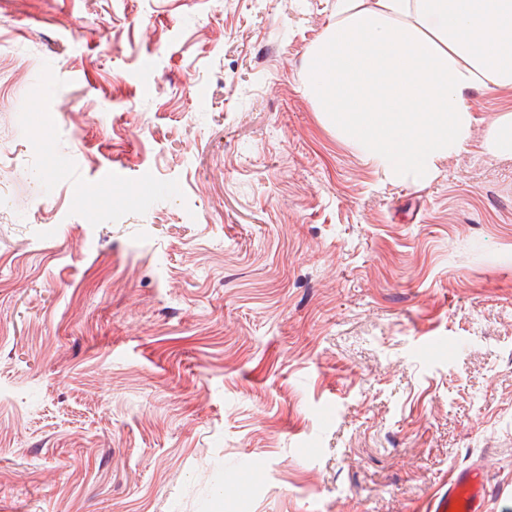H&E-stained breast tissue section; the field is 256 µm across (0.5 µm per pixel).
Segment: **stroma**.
I'll return each mask as SVG.
<instances>
[{"label": "stroma", "instance_id": "1", "mask_svg": "<svg viewBox=\"0 0 512 512\" xmlns=\"http://www.w3.org/2000/svg\"><path fill=\"white\" fill-rule=\"evenodd\" d=\"M335 0H0V512H512L501 94L388 180L301 92ZM483 146L493 157H512V106L503 108L489 121ZM487 479L479 468L453 471L426 500L423 512H486Z\"/></svg>", "mask_w": 512, "mask_h": 512}]
</instances>
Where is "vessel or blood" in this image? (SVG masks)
Listing matches in <instances>:
<instances>
[{
    "label": "vessel or blood",
    "mask_w": 512,
    "mask_h": 512,
    "mask_svg": "<svg viewBox=\"0 0 512 512\" xmlns=\"http://www.w3.org/2000/svg\"><path fill=\"white\" fill-rule=\"evenodd\" d=\"M487 479L479 468L452 472L426 500L422 512H486Z\"/></svg>",
    "instance_id": "vessel-or-blood-1"
}]
</instances>
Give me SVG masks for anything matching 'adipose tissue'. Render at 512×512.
<instances>
[{
	"label": "adipose tissue",
	"mask_w": 512,
	"mask_h": 512,
	"mask_svg": "<svg viewBox=\"0 0 512 512\" xmlns=\"http://www.w3.org/2000/svg\"><path fill=\"white\" fill-rule=\"evenodd\" d=\"M304 95L385 177L422 178L470 139L471 90L512 96V0H336Z\"/></svg>",
	"instance_id": "adipose-tissue-1"
}]
</instances>
